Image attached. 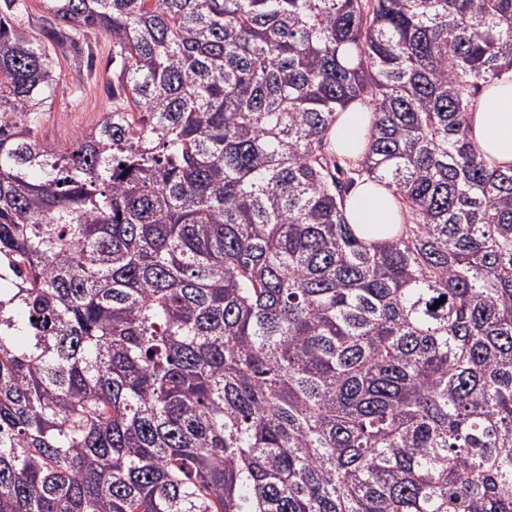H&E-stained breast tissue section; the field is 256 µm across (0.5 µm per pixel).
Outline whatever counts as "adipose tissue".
Listing matches in <instances>:
<instances>
[{"label":"adipose tissue","mask_w":512,"mask_h":512,"mask_svg":"<svg viewBox=\"0 0 512 512\" xmlns=\"http://www.w3.org/2000/svg\"><path fill=\"white\" fill-rule=\"evenodd\" d=\"M370 127L371 112L367 104L354 103L339 112L333 129L337 151L351 160L361 159ZM469 137L489 166L512 168V79L494 80L482 91L469 116ZM346 215L349 223L362 227L404 221L391 192L367 178L350 189Z\"/></svg>","instance_id":"obj_1"}]
</instances>
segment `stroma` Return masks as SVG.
<instances>
[{
	"label": "stroma",
	"mask_w": 512,
	"mask_h": 512,
	"mask_svg": "<svg viewBox=\"0 0 512 512\" xmlns=\"http://www.w3.org/2000/svg\"><path fill=\"white\" fill-rule=\"evenodd\" d=\"M19 20L54 54L59 74L52 107L38 124L40 142L65 147L99 123L112 106V44L97 32H87L74 47H57L53 25L40 0H26Z\"/></svg>",
	"instance_id": "obj_1"
}]
</instances>
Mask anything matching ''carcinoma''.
I'll return each instance as SVG.
<instances>
[{"instance_id":"carcinoma-1","label":"carcinoma","mask_w":512,"mask_h":512,"mask_svg":"<svg viewBox=\"0 0 512 512\" xmlns=\"http://www.w3.org/2000/svg\"><path fill=\"white\" fill-rule=\"evenodd\" d=\"M42 5L119 70L41 143L56 63L0 0V512H512V168L468 138L512 0ZM370 107L358 102L339 112L332 135H336V150L351 160H359L365 153L371 127ZM346 215L350 224L377 227L402 224L404 218L391 192L378 182L363 178L349 191Z\"/></svg>"}]
</instances>
